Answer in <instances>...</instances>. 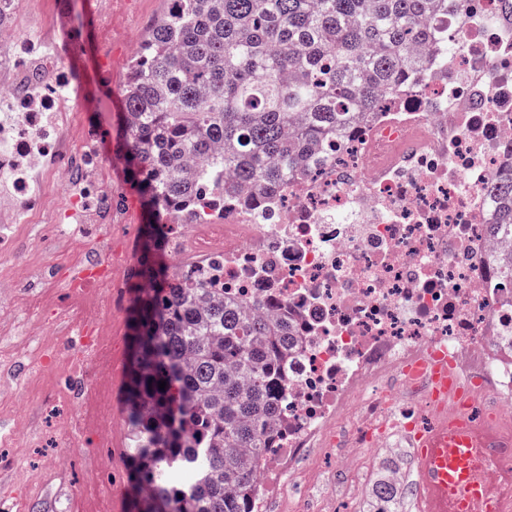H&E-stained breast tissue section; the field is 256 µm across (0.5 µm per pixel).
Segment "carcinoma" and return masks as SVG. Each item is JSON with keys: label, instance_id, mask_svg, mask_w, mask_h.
<instances>
[{"label": "carcinoma", "instance_id": "obj_1", "mask_svg": "<svg viewBox=\"0 0 512 512\" xmlns=\"http://www.w3.org/2000/svg\"><path fill=\"white\" fill-rule=\"evenodd\" d=\"M446 16L448 0H178L135 54L119 156L149 219L128 283L129 512H250L292 341L284 321L180 287L169 223L204 182L235 200L277 189L316 144L416 89L414 50L448 48L428 26ZM489 188L512 232V176Z\"/></svg>", "mask_w": 512, "mask_h": 512}]
</instances>
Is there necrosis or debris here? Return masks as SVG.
<instances>
[{"label": "necrosis or debris", "instance_id": "obj_1", "mask_svg": "<svg viewBox=\"0 0 512 512\" xmlns=\"http://www.w3.org/2000/svg\"><path fill=\"white\" fill-rule=\"evenodd\" d=\"M450 47L418 90L386 99L364 123L320 144L311 165L243 208L223 186L199 188L204 216L180 218L168 245L177 277L288 321L296 345L281 363L275 445L261 460L251 512H357L310 488L327 461L361 472L364 450L413 446L448 417L419 362H446L472 395L471 421L512 409V278L497 257L512 234L493 222V176L512 173V0H448ZM57 24L0 42V258L57 228L53 259L0 274V288L43 298L59 282L67 306L53 335L67 344L73 394L89 361L108 356L99 323L76 304L128 303L140 251L97 156L67 133L77 87ZM61 178L63 205L47 185Z\"/></svg>", "mask_w": 512, "mask_h": 512}]
</instances>
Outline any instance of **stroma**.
<instances>
[{"mask_svg":"<svg viewBox=\"0 0 512 512\" xmlns=\"http://www.w3.org/2000/svg\"><path fill=\"white\" fill-rule=\"evenodd\" d=\"M61 5L66 8L62 36L71 46L64 62L80 74L70 133L94 132L101 165L124 199L125 220L140 223L139 196L125 181L113 137L121 110L119 91L131 61L151 27L166 13L169 0H31L22 21L50 20ZM105 43L112 48L107 58L98 53ZM126 318L122 310L107 317L113 356L88 375L89 383L101 385L99 397L79 403L67 400L70 375L62 350L54 365L29 376L0 372V383L11 388L0 396V435L16 427L30 429L27 440L0 447V512H128L125 424H113L107 447L97 452L61 426L63 418L76 414L94 424L112 405L123 403Z\"/></svg>","mask_w":512,"mask_h":512,"instance_id":"stroma-1","label":"stroma"}]
</instances>
